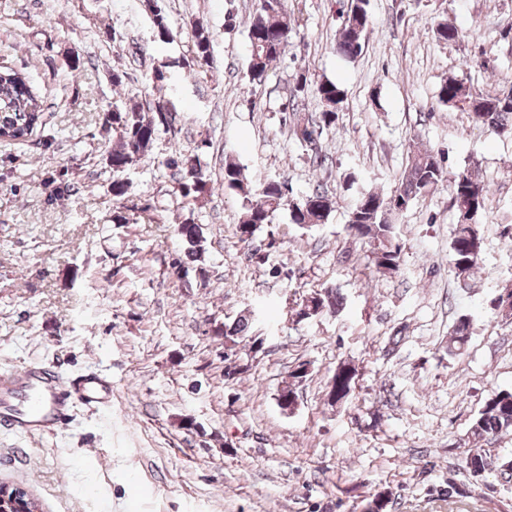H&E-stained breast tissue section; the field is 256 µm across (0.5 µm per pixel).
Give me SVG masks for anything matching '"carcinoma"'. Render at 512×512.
<instances>
[{"label": "carcinoma", "mask_w": 512, "mask_h": 512, "mask_svg": "<svg viewBox=\"0 0 512 512\" xmlns=\"http://www.w3.org/2000/svg\"><path fill=\"white\" fill-rule=\"evenodd\" d=\"M369 0H348L347 10L342 13L336 52L346 58L358 56L365 45L369 28ZM152 14L155 38L161 42L172 36L170 21L155 0H148ZM250 81L264 82L270 65L285 52L290 38L291 27L284 9V0H260V7L247 21ZM438 42L449 45L459 40V31L446 22L437 24L434 30ZM211 39L202 22L196 23L195 51L193 56L197 73L208 72L211 58ZM316 93L323 103L319 121L312 125L297 127V133L309 143L315 142L321 130L335 124L345 90L338 83L324 80L316 85ZM438 101L442 105L458 101L459 109L468 114L476 125L488 126L494 130H512V94H475L464 83L450 78L441 85ZM151 116L143 114L141 107L121 106L113 101L104 109V124L116 134V143L107 160L116 174L141 159L152 148L160 131L174 128L177 114L168 101L158 99L148 108ZM40 96L30 78L17 71H0V140L25 141L42 124ZM167 168L178 176L177 190L186 205L207 191L208 179L199 157L188 151H178L166 159ZM443 179V169L437 155L431 150H414L408 164L399 178V185L389 195L376 191L357 192L355 203L347 225L348 235L367 246L368 259L375 272L394 274L400 266L401 246L397 235L396 218L409 207L418 196L437 186ZM75 184L66 178L51 182L49 198L58 200L71 195ZM224 189L236 194L242 200L244 209L238 225L241 240L266 224L273 223L274 216L288 208L293 224L310 225L325 223L332 212V201L328 192L319 185L300 199L290 197L288 181L285 179L263 178L255 182L244 176V165L234 156L224 162ZM488 185L475 170L459 173L451 184L452 206L457 212L450 242V264L457 280L469 279L484 249L483 237L479 245L472 244V235L479 233L476 217L484 207ZM186 251L191 256L204 252V237L199 225L181 224L178 227ZM319 299L321 310L306 311L305 301L291 307V316L297 320L309 319L321 311L336 312L341 297L334 288H325L307 295ZM249 320L238 321L217 327L215 335L230 341L244 336ZM355 383V370L343 366L331 378L330 394L340 401L350 395ZM512 431V392L492 393L484 402L471 426V437L478 443L490 435Z\"/></svg>", "instance_id": "carcinoma-1"}]
</instances>
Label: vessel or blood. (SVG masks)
<instances>
[{
	"label": "vessel or blood",
	"mask_w": 512,
	"mask_h": 512,
	"mask_svg": "<svg viewBox=\"0 0 512 512\" xmlns=\"http://www.w3.org/2000/svg\"><path fill=\"white\" fill-rule=\"evenodd\" d=\"M77 400L92 407H111V380L95 371L65 378L32 363L1 372L0 428L30 437L61 429Z\"/></svg>",
	"instance_id": "1"
}]
</instances>
